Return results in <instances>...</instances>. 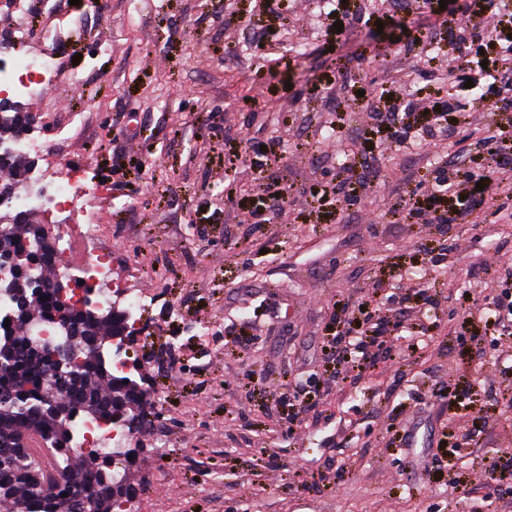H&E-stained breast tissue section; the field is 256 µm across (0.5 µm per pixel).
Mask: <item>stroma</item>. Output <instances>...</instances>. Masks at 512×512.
Instances as JSON below:
<instances>
[{"label":"stroma","mask_w":512,"mask_h":512,"mask_svg":"<svg viewBox=\"0 0 512 512\" xmlns=\"http://www.w3.org/2000/svg\"><path fill=\"white\" fill-rule=\"evenodd\" d=\"M28 2L21 48L61 77L20 104L50 162L86 170L112 271L147 297L124 347L152 383L132 512H512L485 472L512 453V373L485 332L512 284V197L444 234L389 215L436 196L430 170L475 176L511 149L490 134L512 107L404 148L375 84L431 86L424 54L493 59L456 35H512V0ZM376 292L390 322L342 379L340 322Z\"/></svg>","instance_id":"35a3bbf8"}]
</instances>
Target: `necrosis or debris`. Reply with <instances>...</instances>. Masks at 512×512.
Returning a JSON list of instances; mask_svg holds the SVG:
<instances>
[{
  "label": "necrosis or debris",
  "mask_w": 512,
  "mask_h": 512,
  "mask_svg": "<svg viewBox=\"0 0 512 512\" xmlns=\"http://www.w3.org/2000/svg\"><path fill=\"white\" fill-rule=\"evenodd\" d=\"M59 76L54 58L47 53L29 54L17 51L0 58V94L15 98L29 97ZM92 190L81 169L42 177L26 195L0 196V208L27 212L33 209L67 210L76 217L75 222L59 226V240L70 244L73 237H80L84 256L80 268L58 266L57 272L69 284V296H95L99 304H124L127 313L142 310L140 295L112 284V262L108 252L95 238L88 223ZM72 433L77 440L74 451L94 452L109 458L116 469H124L129 460L125 454L132 435L125 427L105 419L82 414L75 415Z\"/></svg>",
  "instance_id": "necrosis-or-debris-1"
}]
</instances>
